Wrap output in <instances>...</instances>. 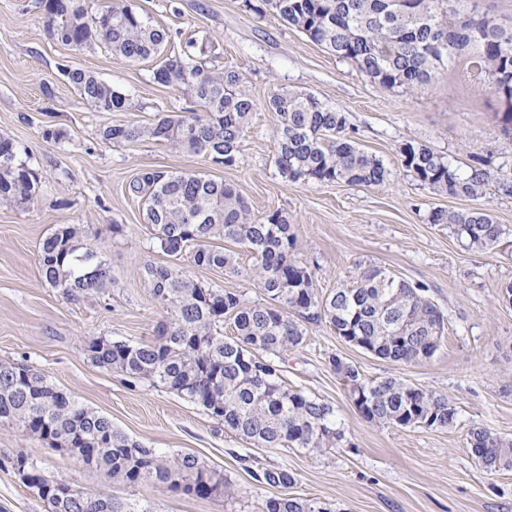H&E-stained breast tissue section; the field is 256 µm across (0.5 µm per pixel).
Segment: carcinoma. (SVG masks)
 I'll return each mask as SVG.
<instances>
[{
  "mask_svg": "<svg viewBox=\"0 0 512 512\" xmlns=\"http://www.w3.org/2000/svg\"><path fill=\"white\" fill-rule=\"evenodd\" d=\"M75 0H40L49 19L50 36L65 45L104 42L130 62L163 55L153 71L161 85L187 88L201 111L171 112L154 125H111L101 131L112 144L135 143L149 136L178 149L213 159L223 151L222 166L239 160L241 143L255 103L240 73L224 69L206 73L190 51L168 30L147 22L134 6L111 4L88 13ZM462 0H244L246 10L262 18L272 15L341 61H349L387 89L414 91L430 84L439 70L477 51L476 67L491 89L512 100V17L476 10L463 13ZM60 22H55V19ZM63 76L95 109L120 110L126 97L81 69ZM269 108L280 118L274 164L290 180L339 182L353 186L385 183L383 162L352 139L346 113L306 92L282 88ZM402 165L415 180L434 192L478 199L489 183L512 196V176L495 175L477 159L461 170L425 145L404 143ZM37 176L14 141L0 136V197L30 200ZM144 199L145 221L158 249L174 258L191 254L198 267L219 269L228 277L242 275L233 251L209 244L223 238L247 248L255 259L248 271L269 299L241 304L224 288H205L175 267L147 266L155 300L171 310L156 339L129 343L98 338L88 345L91 360L136 379L160 383L199 403L224 427L264 448L293 445L321 451L343 439L334 410L317 398L286 387L279 374L280 354L300 345L304 331L292 318H325L346 343L398 363H417L435 354L448 318L423 283L398 280L386 269L371 266L356 286L315 299L307 267L292 257L294 237L288 214L273 210L255 216L237 189L191 172L145 170L130 183ZM431 222L447 224L475 251L492 249L506 230L477 207L463 211L437 209ZM77 228L60 224L40 243L43 280L75 300L102 294L112 287V271L88 249L78 251ZM234 336L224 337V319ZM330 364L349 387L363 416L396 427L450 430L458 413L445 393L415 387L388 377L367 380L334 356ZM0 424L15 425L50 441L100 470L112 481L135 483L151 478L198 498L224 491V475L184 454L170 461L115 429L112 420L47 383L44 373L14 363H0ZM468 443L478 463L490 471L512 470V439L485 426L468 430ZM35 470L37 495L49 512H150L111 497H85L67 483L36 469L23 455L13 465ZM269 484L288 487L295 478L286 470H267ZM264 512H330L309 500L271 498Z\"/></svg>",
  "mask_w": 512,
  "mask_h": 512,
  "instance_id": "carcinoma-1",
  "label": "carcinoma"
}]
</instances>
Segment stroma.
<instances>
[{"label": "stroma", "mask_w": 512, "mask_h": 512, "mask_svg": "<svg viewBox=\"0 0 512 512\" xmlns=\"http://www.w3.org/2000/svg\"><path fill=\"white\" fill-rule=\"evenodd\" d=\"M133 2L153 25L206 45L205 71L232 67L243 74L255 109L240 160L218 166L147 138L104 142V126H149L194 102L181 87L153 82L158 59L132 63L98 41L84 47L58 43L46 30L39 0H0V136L18 145L38 177L32 200L0 198V362L40 370L57 390L106 415L159 455L196 456L223 472L231 491L200 499L150 480L113 482L77 456L51 449L17 426L0 425V512L47 510L15 470L19 455L86 496L140 501L152 512H263L268 498L286 494L329 512H512V471L483 469L467 442L474 424L512 438V306L498 299L500 286L512 282V197L491 185L477 201L433 192L406 172L400 154L412 141L462 167L478 157L492 173H512V128L501 121L502 99L478 79L468 57L410 93L381 87L277 19L257 18L243 0ZM64 65L110 84L126 96V106L96 111L60 75ZM281 87L345 112L359 147L389 170L388 181L366 187L284 178L274 164L279 118L267 107ZM49 125L63 131L61 140L44 137ZM146 169L233 184L257 215L288 212L292 254L311 272L317 299L353 286L373 265L426 284L448 318L440 348L426 361L396 363L345 343L327 320L302 321L304 339L282 353L281 375L288 388L333 408L344 439L322 453L255 446L188 398L92 363L91 339L149 342L170 320L169 309L152 294L146 264L175 266L204 287L235 291L245 305L265 300L246 274L228 277L157 249L143 201L129 191ZM476 204L507 230L493 250L473 251L450 226L429 221L432 210ZM60 224L77 225L80 247L108 264L115 278L108 292L70 300L43 281L39 246ZM334 355L365 379L394 377L447 394L458 412L456 428L368 421L333 370ZM277 469L288 470L294 484L254 479Z\"/></svg>", "instance_id": "1"}]
</instances>
